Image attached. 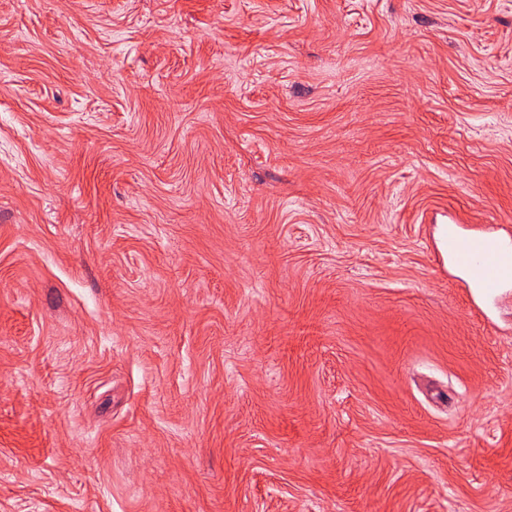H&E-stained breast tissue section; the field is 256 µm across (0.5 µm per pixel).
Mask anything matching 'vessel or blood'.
<instances>
[{
    "label": "vessel or blood",
    "mask_w": 512,
    "mask_h": 512,
    "mask_svg": "<svg viewBox=\"0 0 512 512\" xmlns=\"http://www.w3.org/2000/svg\"><path fill=\"white\" fill-rule=\"evenodd\" d=\"M441 247L454 268L469 277L472 287L483 298H496L512 285V236L475 234L462 238L458 220L442 229Z\"/></svg>",
    "instance_id": "1"
}]
</instances>
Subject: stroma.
<instances>
[{
  "instance_id": "stroma-1",
  "label": "stroma",
  "mask_w": 512,
  "mask_h": 512,
  "mask_svg": "<svg viewBox=\"0 0 512 512\" xmlns=\"http://www.w3.org/2000/svg\"><path fill=\"white\" fill-rule=\"evenodd\" d=\"M512 0H0V512H512ZM442 251L454 268L469 277L472 288L485 299L496 298L503 288L512 285V236L475 234L463 239L460 222L444 224Z\"/></svg>"
}]
</instances>
